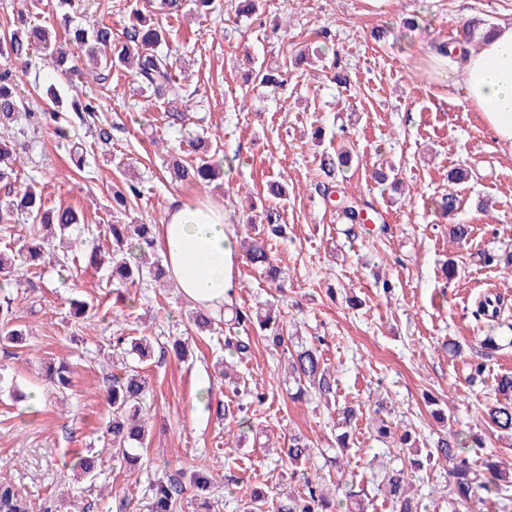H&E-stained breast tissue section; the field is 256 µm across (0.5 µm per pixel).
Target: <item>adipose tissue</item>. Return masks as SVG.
Here are the masks:
<instances>
[{
  "instance_id": "1",
  "label": "adipose tissue",
  "mask_w": 512,
  "mask_h": 512,
  "mask_svg": "<svg viewBox=\"0 0 512 512\" xmlns=\"http://www.w3.org/2000/svg\"><path fill=\"white\" fill-rule=\"evenodd\" d=\"M437 80L462 81L470 102L497 140L512 145V26L487 33L478 50L451 60L430 55ZM166 267L180 295L220 313L231 296L236 239L224 208L212 201L173 199L158 230Z\"/></svg>"
}]
</instances>
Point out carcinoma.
<instances>
[{"label":"carcinoma","instance_id":"obj_1","mask_svg":"<svg viewBox=\"0 0 512 512\" xmlns=\"http://www.w3.org/2000/svg\"><path fill=\"white\" fill-rule=\"evenodd\" d=\"M57 32L54 25L42 22L21 11L17 14V23L10 25L0 38V55L26 59L31 56L33 44L39 43L49 57L53 70L65 75L87 71L97 79L105 81L112 72V67L123 66L136 75L142 90L153 95L170 93L168 104L173 105L183 98V84L179 83L176 71L180 70V47L173 39L171 31L155 26L146 15L135 11L125 28L124 40L112 41V27L104 19L86 21L73 31V51H68L57 44ZM26 110L20 98L17 85L10 73L0 72V124L14 123L18 114ZM192 153L195 158L172 160L174 177L180 181L208 183L223 173L222 162L216 159L217 150L204 135H197L191 140ZM350 153L340 150L336 156L322 154L319 170L324 178L336 179V173L348 166ZM17 156L6 144L0 142V182H10L16 176ZM349 224H364L369 217L364 215L361 203L344 195L334 200ZM46 200L32 184L18 190L15 197L0 202V230L11 228L15 215L23 213L31 220L29 235L35 236L45 230L49 234L57 231L65 233L81 223L79 212L71 207L45 208ZM282 217L278 207L269 205L258 213L247 217L250 228L254 224L267 226L272 235L282 229ZM112 250L106 255L94 249L90 258L106 263L111 268L112 282L123 285L143 277L144 273L153 275L158 280L166 275L165 267L159 263H150L149 270H144L143 258L154 250L156 245L155 225L153 224H112ZM9 247L0 250V275L20 278L35 274L38 262L43 258L44 241L40 240L27 247L20 258L9 256ZM246 258L256 269L261 270L270 282L279 280V271L274 265L267 246L262 241L253 240L247 250ZM504 301L499 297H485L475 311L478 317L498 318ZM191 319L195 327L203 331L214 330L216 318L212 313L202 309L192 312ZM13 310L10 301L0 307V345L22 346L25 341L23 330L11 326ZM260 329L271 338L272 345L287 355L290 374L296 385L295 398L301 399L312 393L328 401L336 397V378L324 366L321 354L313 345H294L293 333L281 321L269 315L258 320ZM252 338L248 333L224 337V349L234 353L238 359L247 357L251 352ZM114 349L119 354H134L144 360L152 354L151 340L147 336H118ZM48 377L51 383L66 389L71 382V369L65 359H59L48 365ZM226 392L238 398L242 395L251 397V403L263 404L265 395L253 393L244 379L238 377L224 382ZM493 391L496 401L487 406L485 417L498 436L512 438V373H505L495 379ZM148 394L147 378L133 368H125L124 373L112 375L107 401L112 408V419L105 426L103 447L97 451L88 450L79 454L74 463L80 475L87 479L96 477L107 453L112 460L131 471L139 462L137 446L143 443L146 432L144 411ZM336 426L341 432L336 434V448L340 451L349 448L350 434L348 427L358 419V413L352 406L335 405ZM312 448L302 435L294 434L288 439V448L284 454L288 459L289 479L301 485L287 497H278L271 503L267 491L254 488L245 492L247 496L246 512H334L337 508H347L348 512H368L365 498L368 493L363 489L353 490L349 481L348 470L344 461H335V480L331 481L334 491L325 488V478L318 471L312 470ZM405 468L385 475L383 496L391 505L392 512H418L419 502L415 497L414 482L405 478V472L418 474L438 462L448 466V483L456 501L466 507L473 501H485L512 484V467L495 455L482 459L476 465L472 456L464 450L463 440L457 434H450L437 441L436 448L422 451L417 448L409 452ZM189 484L165 476L148 482L144 490L147 512H178L182 508L187 489H192L194 496L203 499L200 507L209 512L210 498L206 492L213 488L212 481L204 475V469L188 466ZM0 512H28L27 501L9 483H0Z\"/></svg>","mask_w":512,"mask_h":512}]
</instances>
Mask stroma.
Wrapping results in <instances>:
<instances>
[{
  "instance_id": "1",
  "label": "stroma",
  "mask_w": 512,
  "mask_h": 512,
  "mask_svg": "<svg viewBox=\"0 0 512 512\" xmlns=\"http://www.w3.org/2000/svg\"><path fill=\"white\" fill-rule=\"evenodd\" d=\"M156 20L177 25L189 75L180 125L170 123L163 101L143 109L127 71L113 70L104 83L73 81L41 55L24 64L0 56V71H11L25 100H37L52 82L64 103L99 98L98 125L112 132L105 144L96 125L76 123L62 142L48 126L25 136L8 127L1 134L21 157L18 182L37 183L49 203L79 211L84 227L72 237L103 246L109 225L162 222L175 198L222 202L236 232L249 208L277 204L284 233L267 244L284 286L241 261L232 303L271 312L305 343H319L339 401L361 410L344 459L355 486L373 495V512H388L377 487L385 472L402 467L397 449L378 438L376 417L411 431L417 447H434L454 428L481 438L474 459L493 454L512 463V441L498 439L484 419L495 379L512 372V344L488 359L478 352L484 336L512 337V147L496 140L464 86L440 83L428 66L432 43L470 21L512 25V0H257L250 16L237 13L235 0H215L207 13ZM379 26L387 30L381 41L371 36ZM325 27L334 41L319 39ZM263 67L280 69L279 87L257 85ZM202 131L239 163L203 186L172 181L166 155L190 159L189 138ZM342 148L357 159L339 176L341 190L368 206L385 232L349 235L341 212L318 191L321 154ZM390 165L396 185L371 180ZM271 181L286 185V199L273 201ZM127 182L140 188V199L113 209L114 186ZM450 191L460 207L443 218L434 202ZM455 224L472 228L460 245L449 237ZM126 292L129 302H115L105 267L78 247L50 250L31 281L0 289L26 333L23 347L0 352V482L32 504L50 500L56 512H146L148 477L180 478L200 457L218 483L211 512H243L246 486L287 487L280 450L289 434L304 435L315 449L333 447L335 418L316 397L294 398L283 359L264 337L254 336L237 371L267 399L241 425L223 416L229 397L220 363L234 359L223 335L196 331L193 306L175 286L146 277ZM487 295L506 303L493 325L474 316ZM76 300L90 303L88 319L74 315ZM135 329L159 344L150 360H128L149 386L140 465L129 473L104 463L90 483L70 461L101 446L116 371L112 344ZM176 340L184 356L169 350ZM452 342L458 355L448 352ZM59 358L73 370L65 391L45 376ZM477 363L483 373L473 384ZM18 390L38 393V403L16 399ZM435 403L449 421L432 417ZM228 473L236 484L224 485Z\"/></svg>"
}]
</instances>
